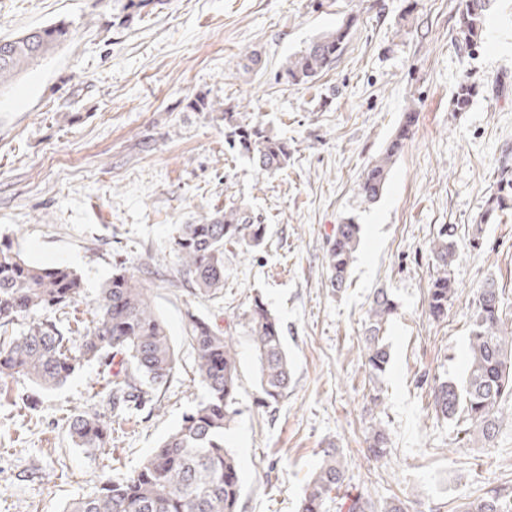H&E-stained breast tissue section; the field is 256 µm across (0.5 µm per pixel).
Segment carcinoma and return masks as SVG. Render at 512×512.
Instances as JSON below:
<instances>
[{
	"label": "carcinoma",
	"mask_w": 512,
	"mask_h": 512,
	"mask_svg": "<svg viewBox=\"0 0 512 512\" xmlns=\"http://www.w3.org/2000/svg\"><path fill=\"white\" fill-rule=\"evenodd\" d=\"M495 0H460L459 42L469 46L481 39ZM64 24L48 26L8 39L0 44V86L53 53L68 40ZM348 36L342 25L323 33L291 55L281 69L291 85H304L329 70L340 56ZM478 87L463 79L453 99V111L465 112ZM198 111H219L224 119V138L247 156L261 172L288 165L287 142L268 134L263 122H244L240 113L221 102L198 98ZM413 113L405 115L395 137L366 169L359 192L368 202L377 200L386 186L394 159L411 137ZM497 193L489 197L479 214L476 235L497 212L512 204V157H501ZM266 227L254 223L243 206L224 207V212L195 224L181 225L173 251L188 281L200 295L211 296L224 288V244L233 242L249 254L264 239ZM360 241V227L339 224L328 240L326 258L330 288L345 287L349 267ZM430 259L434 275L428 288L426 314L435 321L448 317V302L455 294L449 271L457 259L454 228L444 224L433 238ZM81 279L71 268L34 265L0 242V329L37 310H64L81 293ZM397 310L387 291L372 298L362 343L364 366L371 377L384 375L390 353L385 343L386 324ZM251 341L259 366L262 404L271 406L288 395L291 363L282 340L278 318L263 302L249 309ZM61 327L51 319L37 321L18 336L0 335V382L23 376L45 388L56 387L84 364L104 366L103 389L112 401V413L127 416L153 401V387L166 381L177 357L165 325L157 315L143 281L118 270L107 280L87 326ZM79 339H72L73 334ZM189 340L196 353L195 373L207 397L182 417L176 429L131 474L103 481L97 494L72 500L63 512H237L241 491L239 464L224 446V431L238 415L239 360L233 337L214 330L202 319L190 318ZM431 405L437 416L456 424L464 442L489 445L504 420L512 419V326L503 318L502 289L488 278L477 290L474 321L469 336L466 375L458 383L436 376L430 385ZM111 427L96 414L78 412L71 417L73 444L87 452L106 447ZM390 439L382 428L367 438L366 458L376 463L390 455ZM347 470L343 452L331 443L322 449L318 470L307 481L299 512H326L332 493L342 486ZM346 512H408L399 499L375 502L358 492L348 498ZM459 512H512V489L488 483L477 499L460 506Z\"/></svg>",
	"instance_id": "obj_1"
}]
</instances>
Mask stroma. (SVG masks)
Wrapping results in <instances>:
<instances>
[{
    "label": "stroma",
    "instance_id": "35a3bbf8",
    "mask_svg": "<svg viewBox=\"0 0 512 512\" xmlns=\"http://www.w3.org/2000/svg\"><path fill=\"white\" fill-rule=\"evenodd\" d=\"M125 0H0V38L66 23L67 42L0 90V241L38 266L66 265L82 279L60 325L91 321L119 266L139 272L178 353L153 407L115 417L91 362L44 389L0 386V512H63L104 479L129 474L207 396L187 337L196 316L234 336L239 414L225 445L240 462L238 512H298L319 451L335 443L348 461L330 512L348 495L400 498L410 512H457L485 490L486 474L512 485V423L490 448L456 438L429 406L434 376L462 379L474 292L496 279L512 319V209L472 226L512 153V0H498L477 45L458 40L460 0H162L125 18ZM345 25L332 69L312 82L280 79L288 56ZM259 65H248L249 54ZM479 89L468 111L452 107L462 79ZM204 96L259 118L286 141L287 167L258 172L224 141L220 113L196 112ZM412 137L379 199L358 185L404 120ZM246 206L265 225L242 256L224 247V290L196 295L172 251L177 229L224 206ZM362 241L347 286L333 292L327 241L338 224ZM455 229L456 293L447 319L425 314L429 244ZM397 304L386 332L391 364L379 382L365 370L361 338L376 289ZM262 297L282 326L293 369L287 398L260 404L247 312ZM383 403L371 407L372 389ZM78 411L110 420L105 453L74 447ZM388 433L385 462L366 460L372 425Z\"/></svg>",
    "mask_w": 512,
    "mask_h": 512
}]
</instances>
